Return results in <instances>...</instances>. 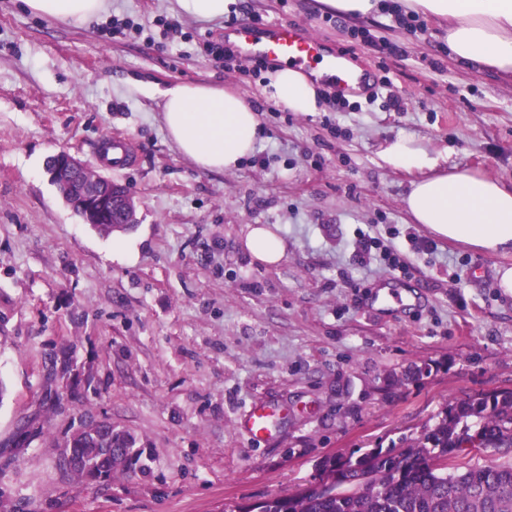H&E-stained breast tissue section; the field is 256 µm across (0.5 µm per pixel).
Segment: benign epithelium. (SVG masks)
<instances>
[{"label": "benign epithelium", "instance_id": "7a95c632", "mask_svg": "<svg viewBox=\"0 0 512 512\" xmlns=\"http://www.w3.org/2000/svg\"><path fill=\"white\" fill-rule=\"evenodd\" d=\"M46 170L64 201L82 217L84 223L101 221L109 209L116 214L113 224L129 226L136 223L132 194L112 184L107 177L84 178L86 168L72 154L59 152L48 160Z\"/></svg>", "mask_w": 512, "mask_h": 512}]
</instances>
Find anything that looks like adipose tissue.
<instances>
[{
    "instance_id": "ef3b65f1",
    "label": "adipose tissue",
    "mask_w": 512,
    "mask_h": 512,
    "mask_svg": "<svg viewBox=\"0 0 512 512\" xmlns=\"http://www.w3.org/2000/svg\"><path fill=\"white\" fill-rule=\"evenodd\" d=\"M407 13L445 23L449 55L460 65L497 72L512 81V0H398ZM32 12L83 23L98 17L106 0H24ZM262 92L290 112L321 109L322 92L301 68L269 70ZM161 119L178 152L211 172L231 171L252 156L263 130L254 106L230 88L178 83L162 93ZM390 167L411 175L403 205L414 223L436 237L489 255L512 253V186L470 170L440 168L436 156L410 138L382 152Z\"/></svg>"
}]
</instances>
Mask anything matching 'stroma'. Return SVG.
Listing matches in <instances>:
<instances>
[{"label":"stroma","instance_id":"stroma-1","mask_svg":"<svg viewBox=\"0 0 512 512\" xmlns=\"http://www.w3.org/2000/svg\"><path fill=\"white\" fill-rule=\"evenodd\" d=\"M238 3L239 21L296 25L345 52L371 91L343 107L330 87L322 111H285L262 97L251 58L209 54L224 19L177 0H111L85 23L0 0V512H248L317 479L326 457L390 447L446 403L512 389V292L497 280L512 256L434 240L403 207L410 175L381 159L408 136L511 186L512 83L461 67L430 18L413 33L317 0ZM385 42L404 57L379 54ZM185 82L255 104L265 139L239 169L202 170L167 139L157 98ZM117 137L138 155L121 171L100 160ZM62 150L130 189L137 222L118 238L133 257L50 181ZM252 224L285 243L279 265L246 248ZM363 233L399 250L420 308L374 302L401 274L359 254ZM63 346L85 380L50 415L42 400L66 382L49 379V357ZM255 402L280 413L261 443L244 427ZM86 413L133 435L146 470L63 479L57 443ZM25 424L41 436L23 441Z\"/></svg>","mask_w":512,"mask_h":512}]
</instances>
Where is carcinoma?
<instances>
[{"label":"carcinoma","mask_w":512,"mask_h":512,"mask_svg":"<svg viewBox=\"0 0 512 512\" xmlns=\"http://www.w3.org/2000/svg\"><path fill=\"white\" fill-rule=\"evenodd\" d=\"M476 448H512V391L450 403L432 425L352 460L330 457L314 483L258 505L261 512H512V464H476L458 472L435 460ZM77 464L65 470L86 483L134 471L142 452L112 425L82 422L59 444Z\"/></svg>","instance_id":"cac0c4a2"}]
</instances>
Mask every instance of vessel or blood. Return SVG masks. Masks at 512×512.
<instances>
[{"label": "vessel or blood", "mask_w": 512, "mask_h": 512, "mask_svg": "<svg viewBox=\"0 0 512 512\" xmlns=\"http://www.w3.org/2000/svg\"><path fill=\"white\" fill-rule=\"evenodd\" d=\"M240 51L250 57L270 63L285 62L306 68L324 64L332 72L340 93L348 94L356 80L342 54L327 50L316 37L301 29L273 22L261 26L241 23L233 27ZM276 412L268 406L254 407L247 420L248 428L255 439H269Z\"/></svg>", "instance_id": "b4317fda"}]
</instances>
